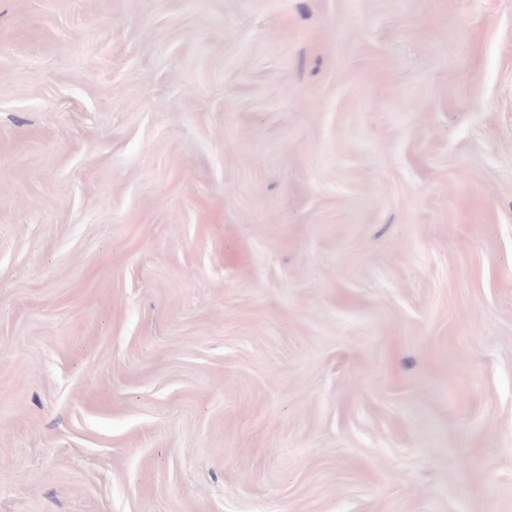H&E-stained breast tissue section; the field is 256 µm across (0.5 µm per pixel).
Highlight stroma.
<instances>
[{"label":"stroma","instance_id":"obj_1","mask_svg":"<svg viewBox=\"0 0 512 512\" xmlns=\"http://www.w3.org/2000/svg\"><path fill=\"white\" fill-rule=\"evenodd\" d=\"M0 512H512V0H0Z\"/></svg>","mask_w":512,"mask_h":512}]
</instances>
